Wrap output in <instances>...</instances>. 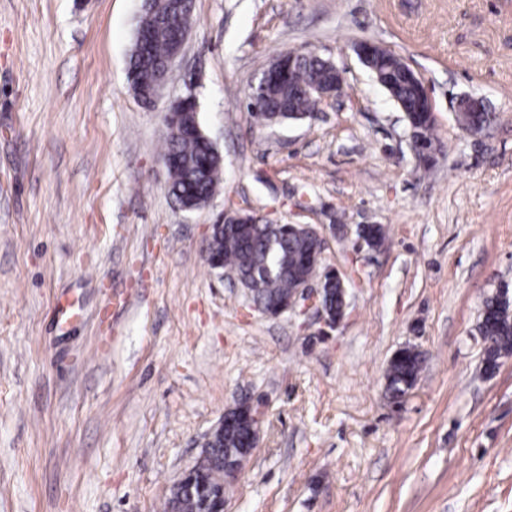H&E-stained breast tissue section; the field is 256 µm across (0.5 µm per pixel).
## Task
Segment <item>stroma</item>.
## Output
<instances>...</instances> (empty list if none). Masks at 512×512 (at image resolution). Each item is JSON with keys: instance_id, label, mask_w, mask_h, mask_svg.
Instances as JSON below:
<instances>
[{"instance_id": "35a3bbf8", "label": "stroma", "mask_w": 512, "mask_h": 512, "mask_svg": "<svg viewBox=\"0 0 512 512\" xmlns=\"http://www.w3.org/2000/svg\"><path fill=\"white\" fill-rule=\"evenodd\" d=\"M143 0H0V512H163L211 427L261 402L227 512H512V356L482 372L483 298L512 286V0H193L163 100L127 80ZM403 57L436 104L420 168L398 106L353 50ZM345 73L301 122L245 93L287 49ZM194 92L224 157L182 210L164 100ZM497 115L475 136L458 96ZM325 239L346 316L267 318L204 260L226 207ZM340 232H332V225ZM381 224L380 250L356 246ZM426 355L401 409L394 352ZM354 51L364 66L372 67L374 60L386 59L391 50L381 43L362 40L354 46Z\"/></svg>"}]
</instances>
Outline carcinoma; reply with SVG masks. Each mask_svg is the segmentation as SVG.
<instances>
[{
	"label": "carcinoma",
	"mask_w": 512,
	"mask_h": 512,
	"mask_svg": "<svg viewBox=\"0 0 512 512\" xmlns=\"http://www.w3.org/2000/svg\"><path fill=\"white\" fill-rule=\"evenodd\" d=\"M192 21L193 0H145L129 58V83L142 89L154 85L163 76L173 45L191 28ZM283 57L281 53L271 63L270 76L256 87L257 95L246 94L249 116L257 124L268 123L276 113L284 118L293 111L314 113L320 100L306 95L305 88L313 83L336 86V74L322 60L304 58L281 73ZM380 72L390 86L389 96L406 109L403 118L418 139L419 165L426 170L434 165L437 138L431 113L418 111L422 85L408 76V66L399 57L382 62ZM494 121L492 112H471L462 117L460 126L469 131ZM164 126L162 158L173 160L167 168L168 192L181 205L202 208L222 183L224 162L194 114L168 117ZM206 252L220 262L227 278L236 281L250 277L257 285L256 296L266 305H276L288 297L297 282L316 275L317 267L310 258L321 252V242L314 236L299 235L285 224L261 221L248 225L243 235L215 232ZM478 330L485 342L484 372L493 374L500 359L512 354V294L496 291L483 298ZM424 362L423 352L416 348L396 351L386 374V396L393 401L403 398L415 386ZM249 436V428L235 426L224 428L220 437H212L208 441L210 454L195 464L194 495L169 497L164 512H216L226 494L221 483L224 469L250 454Z\"/></svg>",
	"instance_id": "obj_1"
}]
</instances>
